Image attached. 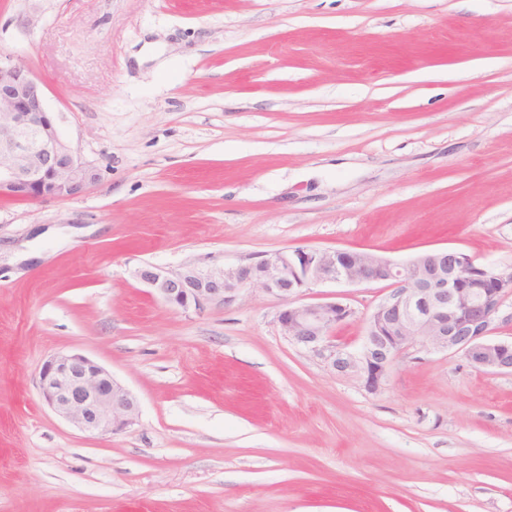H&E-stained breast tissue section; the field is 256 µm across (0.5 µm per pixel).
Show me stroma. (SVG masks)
I'll use <instances>...</instances> for the list:
<instances>
[{
    "instance_id": "stroma-1",
    "label": "stroma",
    "mask_w": 512,
    "mask_h": 512,
    "mask_svg": "<svg viewBox=\"0 0 512 512\" xmlns=\"http://www.w3.org/2000/svg\"><path fill=\"white\" fill-rule=\"evenodd\" d=\"M0 53L99 173L0 197V512H512V375L423 351L372 394L289 342L275 297L183 312L134 276L297 247L512 271V0H0ZM388 292L302 299L349 304L355 350ZM66 352L134 426L42 403ZM37 386L50 410L89 434L124 432L139 418L135 396L104 367L79 353L50 356L40 369Z\"/></svg>"
}]
</instances>
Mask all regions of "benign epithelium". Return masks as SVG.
I'll return each instance as SVG.
<instances>
[{
  "label": "benign epithelium",
  "instance_id": "7a95c632",
  "mask_svg": "<svg viewBox=\"0 0 512 512\" xmlns=\"http://www.w3.org/2000/svg\"><path fill=\"white\" fill-rule=\"evenodd\" d=\"M98 180L96 168L61 136L41 80L23 62L0 56V195L30 202L70 199ZM134 276L184 312L229 305L245 288L274 296L281 302L282 335L331 372L358 378L371 394L385 389L400 357L421 350L460 353L476 370L512 374V343L489 339L504 299L512 295V271L486 268L456 250L395 262L364 251L298 247L233 266L187 265L177 273L144 264ZM373 282H386L391 290L368 317L357 351L333 341V330L353 316L347 303L299 302L312 286ZM38 390L50 410L89 434L120 433L139 418L135 396L79 353L50 356Z\"/></svg>",
  "mask_w": 512,
  "mask_h": 512
}]
</instances>
